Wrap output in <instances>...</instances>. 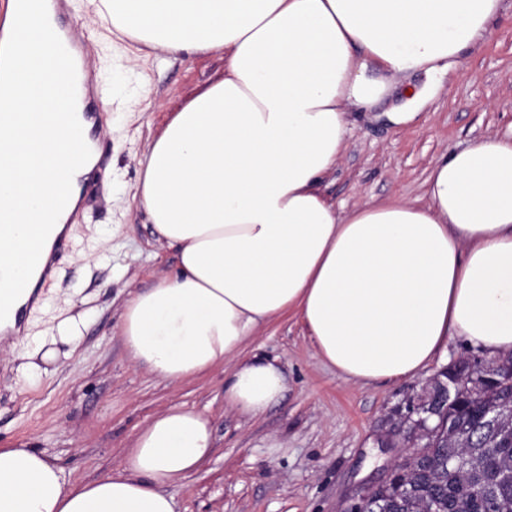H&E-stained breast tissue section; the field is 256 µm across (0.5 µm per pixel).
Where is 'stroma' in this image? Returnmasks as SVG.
Instances as JSON below:
<instances>
[{
  "label": "stroma",
  "instance_id": "obj_1",
  "mask_svg": "<svg viewBox=\"0 0 512 512\" xmlns=\"http://www.w3.org/2000/svg\"><path fill=\"white\" fill-rule=\"evenodd\" d=\"M480 35L451 77L416 74L398 101L421 93L415 125L396 128L353 109L345 150L321 190L345 213L367 201L423 197L435 158L512 125V0ZM88 0H72L66 24L87 45L97 73L99 132L108 155L83 189L55 287L81 300L90 317L79 345L57 343V370L37 386L18 382L0 345V447L26 443L56 455L75 482L111 474L137 432L162 410L186 405L210 420V461L171 488L177 512H349L385 481L408 449L393 428L425 382L456 358L486 360L463 338L416 377L361 386L341 379L317 356L298 319L269 325L252 345L288 375L284 399L257 419L224 401V371L171 383L133 365L121 338L131 293L178 271L176 247L159 244L133 195L148 146L175 112L224 73L220 54H173L131 40L123 52L102 39Z\"/></svg>",
  "mask_w": 512,
  "mask_h": 512
}]
</instances>
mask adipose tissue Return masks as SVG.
Returning a JSON list of instances; mask_svg holds the SVG:
<instances>
[{
    "label": "adipose tissue",
    "mask_w": 512,
    "mask_h": 512,
    "mask_svg": "<svg viewBox=\"0 0 512 512\" xmlns=\"http://www.w3.org/2000/svg\"><path fill=\"white\" fill-rule=\"evenodd\" d=\"M500 0H99L117 31L171 52L224 56V74L154 140L134 193L176 276L127 302L133 363L183 381L224 369V401L258 418L284 398L276 359L249 349L295 312L320 359L357 384L417 376L460 336L512 355V127L435 160L426 203L388 200L346 214L320 190L344 149L347 106L393 80L455 72ZM64 57L39 26L0 65V288L32 293L27 228L60 232L91 169ZM68 316L11 343L19 380L49 377L56 344H79ZM204 415L156 414L112 475L74 483L57 458L0 448V512H175L170 487L213 453Z\"/></svg>",
    "instance_id": "adipose-tissue-1"
}]
</instances>
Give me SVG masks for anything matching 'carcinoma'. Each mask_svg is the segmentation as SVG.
<instances>
[{"mask_svg":"<svg viewBox=\"0 0 512 512\" xmlns=\"http://www.w3.org/2000/svg\"><path fill=\"white\" fill-rule=\"evenodd\" d=\"M507 379L482 395L460 387L430 406L444 421L428 448L400 464L390 486L375 494L369 512H512V436L484 427V416L512 405V357Z\"/></svg>","mask_w":512,"mask_h":512,"instance_id":"obj_1","label":"carcinoma"}]
</instances>
